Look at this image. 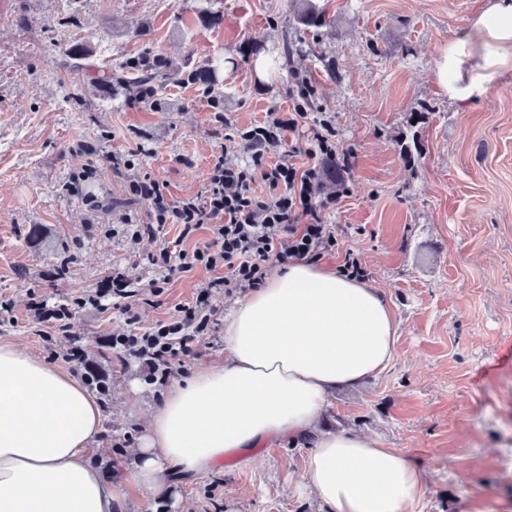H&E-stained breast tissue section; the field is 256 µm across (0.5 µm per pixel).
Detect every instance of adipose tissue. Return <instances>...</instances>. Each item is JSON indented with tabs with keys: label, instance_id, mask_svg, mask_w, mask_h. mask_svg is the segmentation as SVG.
<instances>
[{
	"label": "adipose tissue",
	"instance_id": "obj_1",
	"mask_svg": "<svg viewBox=\"0 0 512 512\" xmlns=\"http://www.w3.org/2000/svg\"><path fill=\"white\" fill-rule=\"evenodd\" d=\"M512 70V0H487L443 47L441 91L471 103ZM396 316L379 289L318 263L279 267L224 326V361L189 371L152 413L135 483L162 491L209 474L225 456L248 467L272 439H310L302 487L328 512H416L425 486L402 451L353 431H325L328 393L383 372ZM103 415L67 370L0 343V512H114L121 485L90 456Z\"/></svg>",
	"mask_w": 512,
	"mask_h": 512
}]
</instances>
